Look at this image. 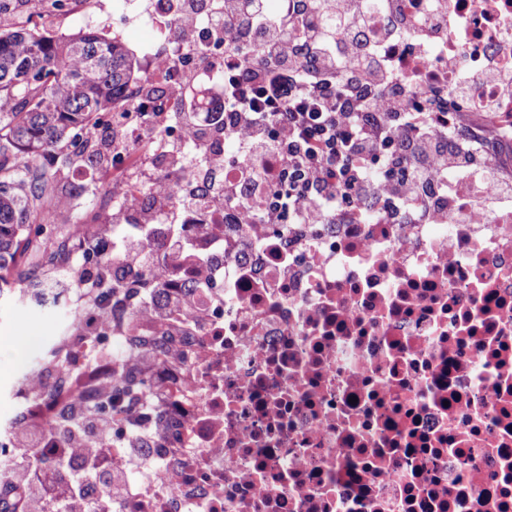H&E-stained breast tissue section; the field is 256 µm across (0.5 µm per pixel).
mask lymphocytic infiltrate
<instances>
[{
	"label": "lymphocytic infiltrate",
	"instance_id": "1",
	"mask_svg": "<svg viewBox=\"0 0 512 512\" xmlns=\"http://www.w3.org/2000/svg\"><path fill=\"white\" fill-rule=\"evenodd\" d=\"M169 28L193 54L176 68L168 55L155 58L154 106L199 163L192 183L177 185L170 211L144 208L132 222L116 202L112 264L84 272L88 298L138 293L141 320H152L148 275L164 285L170 310L198 319L187 284L210 280L224 267L225 247H249L269 226L313 233L364 223L392 204L426 224L444 223L453 210L482 233L491 214L512 213V173L501 153L465 130L441 97L450 90L461 101L512 98V66L492 51L512 39V0H457L451 9L441 0H383L375 10L364 0H286L278 13L268 0H174ZM467 45L486 49L474 77L462 65ZM206 72L224 78L222 109L208 117L184 93ZM127 119L112 115L113 169L147 144L172 169L186 165L152 124ZM231 162L244 170L234 181L223 176ZM271 197L277 207L268 206ZM184 211L205 217L195 238L176 231ZM95 332L86 324L84 363L63 372L68 390L90 403L53 412L40 403L48 374L26 386L30 409L12 434L23 512H102L132 492L134 472L154 468L158 430L137 402L126 405L130 432L122 454L114 452L112 417L95 403L112 399L120 376L112 349L93 347ZM34 448L46 459L38 469L25 464Z\"/></svg>",
	"mask_w": 512,
	"mask_h": 512
}]
</instances>
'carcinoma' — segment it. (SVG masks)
<instances>
[{"label":"carcinoma","mask_w":512,"mask_h":512,"mask_svg":"<svg viewBox=\"0 0 512 512\" xmlns=\"http://www.w3.org/2000/svg\"><path fill=\"white\" fill-rule=\"evenodd\" d=\"M146 86L135 60L115 39L86 28L53 36L37 23L0 27V295L21 285L25 264L41 236H71L73 225L56 223L75 190L60 184L58 166L74 159L94 165L97 143L86 132L124 103L129 86ZM150 379L130 370L118 392L150 389Z\"/></svg>","instance_id":"1"}]
</instances>
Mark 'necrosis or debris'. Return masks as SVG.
Returning a JSON list of instances; mask_svg holds the SVG:
<instances>
[{"mask_svg":"<svg viewBox=\"0 0 512 512\" xmlns=\"http://www.w3.org/2000/svg\"><path fill=\"white\" fill-rule=\"evenodd\" d=\"M512 169V104L485 113ZM195 293L206 322L143 324L180 337L156 459L176 485L138 477L108 512H512V218L494 233L442 225L345 224L319 245L270 231ZM295 271L283 278L285 266ZM52 351L77 363L88 317L79 289ZM0 486L25 382L5 391Z\"/></svg>","mask_w":512,"mask_h":512,"instance_id":"1","label":"necrosis or debris"}]
</instances>
